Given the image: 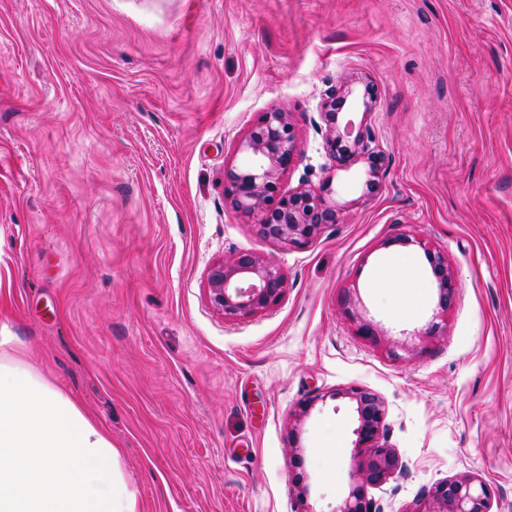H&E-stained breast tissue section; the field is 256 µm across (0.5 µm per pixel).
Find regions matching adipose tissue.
<instances>
[{
	"mask_svg": "<svg viewBox=\"0 0 512 512\" xmlns=\"http://www.w3.org/2000/svg\"><path fill=\"white\" fill-rule=\"evenodd\" d=\"M0 512H141L110 431L2 330Z\"/></svg>",
	"mask_w": 512,
	"mask_h": 512,
	"instance_id": "1",
	"label": "adipose tissue"
}]
</instances>
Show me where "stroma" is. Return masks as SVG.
I'll return each mask as SVG.
<instances>
[{"label":"stroma","mask_w":512,"mask_h":512,"mask_svg":"<svg viewBox=\"0 0 512 512\" xmlns=\"http://www.w3.org/2000/svg\"><path fill=\"white\" fill-rule=\"evenodd\" d=\"M354 77L376 107L339 122L385 157L371 191L319 119ZM276 108L300 148L281 193L330 181L339 213L301 247L224 195ZM428 247L457 286L433 336ZM244 250L288 288L231 319L206 273ZM402 251L418 281L379 284ZM0 326L111 431L142 512H335L351 385L405 467L366 487L378 512L465 475L512 512V0H0Z\"/></svg>","instance_id":"35a3bbf8"}]
</instances>
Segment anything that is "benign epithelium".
Instances as JSON below:
<instances>
[{
    "label": "benign epithelium",
    "mask_w": 512,
    "mask_h": 512,
    "mask_svg": "<svg viewBox=\"0 0 512 512\" xmlns=\"http://www.w3.org/2000/svg\"><path fill=\"white\" fill-rule=\"evenodd\" d=\"M350 99L355 101L357 97L349 83L326 95L320 113L326 125V152L332 168L345 169L364 162L375 178L383 166V157L372 147L370 129L355 133L348 128L342 132L337 126L338 111ZM239 151L250 157V164L225 169L224 195L235 210L256 220L261 237L284 245H303L317 237L326 225L338 223L336 209L324 205L325 187L305 185L288 195L280 193V178L299 154L290 113H264L241 141ZM421 247L437 284L438 308L445 313L457 292L448 257L424 243ZM207 283L212 304L229 317L266 309L278 302L287 288L281 268L250 251L211 266ZM332 397L349 399L355 403L357 413L352 441L356 460L353 483L334 512H377L363 487L379 485L404 472L397 451L384 438L385 403L377 393L358 385L337 391ZM492 494L491 487L475 477L446 479L431 488L420 512H490Z\"/></svg>",
    "instance_id": "benign-epithelium-1"
}]
</instances>
